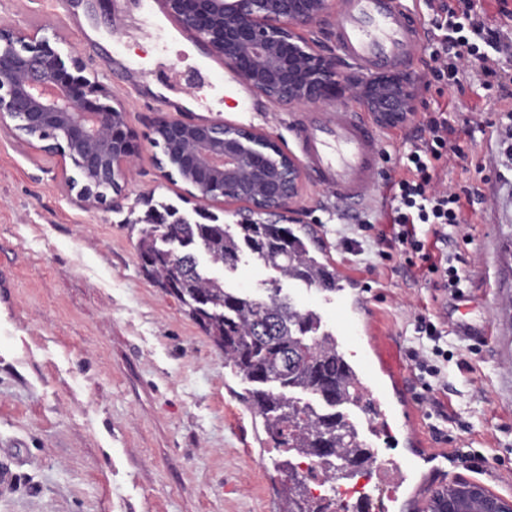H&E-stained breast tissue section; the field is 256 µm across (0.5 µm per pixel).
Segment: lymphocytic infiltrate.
<instances>
[{"label":"lymphocytic infiltrate","instance_id":"lymphocytic-infiltrate-1","mask_svg":"<svg viewBox=\"0 0 512 512\" xmlns=\"http://www.w3.org/2000/svg\"><path fill=\"white\" fill-rule=\"evenodd\" d=\"M472 0H441L430 20L432 33L425 45L433 62L430 75L434 83L460 85V75L470 65H479L483 76L495 75L496 68L487 54L494 47L486 37V24L473 15ZM469 115L461 126H454L446 109L437 108L428 115L416 134L402 142L399 177L388 179L391 234H378L367 239L372 231L370 221L350 226L339 225L336 241L342 248L358 256L361 264L372 267L374 258H386L390 249H399L408 267L418 268L426 285L459 297L464 293L467 278L459 264L462 256L459 241L465 236L464 210L474 205L472 194H460L445 185L438 170L448 158L465 159L460 144L465 136L484 131V109L468 108ZM412 342L409 357L418 372L423 399L447 392L451 369H466L468 361L456 358L451 350L447 322L433 313H416L411 321Z\"/></svg>","mask_w":512,"mask_h":512}]
</instances>
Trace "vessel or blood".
Instances as JSON below:
<instances>
[{"label":"vessel or blood","instance_id":"vessel-or-blood-1","mask_svg":"<svg viewBox=\"0 0 512 512\" xmlns=\"http://www.w3.org/2000/svg\"><path fill=\"white\" fill-rule=\"evenodd\" d=\"M424 36L420 20L403 0H337L336 50L360 70L378 72L409 63ZM288 125L304 161L338 202L355 208L371 204L384 139L370 113L356 108L301 112L290 116ZM315 292L336 306L340 350L355 354L352 335L366 311L364 298H336L320 286ZM369 345L373 356L357 361L355 380L371 396L358 443L370 457L372 475L363 496L345 500L344 507L346 512H398L416 476L414 462L394 451L404 416L393 399L401 366L394 353L378 350L377 340Z\"/></svg>","mask_w":512,"mask_h":512}]
</instances>
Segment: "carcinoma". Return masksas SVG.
I'll use <instances>...</instances> for the list:
<instances>
[{"label":"carcinoma","mask_w":512,"mask_h":512,"mask_svg":"<svg viewBox=\"0 0 512 512\" xmlns=\"http://www.w3.org/2000/svg\"><path fill=\"white\" fill-rule=\"evenodd\" d=\"M205 219L183 220L172 204L147 212L137 242L143 272L180 302L224 353V364L250 385V405L276 447L314 459L332 479L343 458L364 468L366 456L339 411L360 400V392L351 364L336 350L322 319L282 294L276 279L264 298L224 286V280L201 271L196 255L201 248L211 263L233 268L248 251L283 279L334 287L336 269L316 245L314 231L248 217L235 224H221L215 215ZM171 229L184 246L179 254L167 247ZM321 443L336 454L316 456L314 448ZM283 474L293 477L282 483L286 512H329L310 494L293 462L285 464Z\"/></svg>","instance_id":"carcinoma-1"}]
</instances>
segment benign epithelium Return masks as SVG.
Returning <instances> with one entry per match:
<instances>
[{
	"label": "benign epithelium",
	"mask_w": 512,
	"mask_h": 512,
	"mask_svg": "<svg viewBox=\"0 0 512 512\" xmlns=\"http://www.w3.org/2000/svg\"><path fill=\"white\" fill-rule=\"evenodd\" d=\"M170 15L255 93L281 105L335 106L356 98L387 126L417 112L418 92L405 71L362 76L343 70L336 54L317 49L304 32L336 7L335 0H163ZM77 57L65 63L37 32L0 27V127L24 142L58 150L78 170L86 208L98 189L136 160L125 109L85 75ZM153 134L164 163L207 202L281 220L295 213L303 168L266 132L189 123L159 113ZM430 512H512V500L483 485L452 481L435 491Z\"/></svg>",
	"instance_id": "benign-epithelium-1"
}]
</instances>
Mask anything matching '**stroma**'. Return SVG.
I'll return each instance as SVG.
<instances>
[{
	"label": "stroma",
	"instance_id": "obj_1",
	"mask_svg": "<svg viewBox=\"0 0 512 512\" xmlns=\"http://www.w3.org/2000/svg\"><path fill=\"white\" fill-rule=\"evenodd\" d=\"M52 2L0 0V25L38 31L63 59L80 58L125 108L139 157L119 190H105L87 209L77 200L79 174L59 152L0 130V467L13 475L0 486V512H281L278 467L287 453L267 442L244 400L248 383L225 367L223 353L180 303L144 275L138 234L127 222L163 202L193 222L203 209L220 222L237 221L223 205L190 198L179 175L162 166L152 132L158 112L265 131L295 157L289 109L231 72L214 73V57L164 7L147 28L139 24L140 0H127L125 16L103 6L86 19L104 47H121L145 71L134 82L89 53ZM485 23L504 47L498 87L485 90L472 66L463 88H426L432 61L418 50L409 68L418 111L385 127L379 160L382 175L399 176L404 136L437 102H447L459 122L478 97L492 95V128L467 143L466 160L451 161L445 178L486 198L465 211L464 298L413 283L390 261L365 270L336 244L337 224L355 223L356 210L337 208L312 173L296 202L297 222L317 233L339 277L368 286L376 337L400 357L399 398L411 433L399 450L417 465L403 512H427L431 493L458 479L512 499V169L502 165L500 144L501 113L512 109V13ZM275 276L247 252L224 273L227 285L256 297ZM424 309L452 326L491 330L480 354L469 356V369L453 371L452 392L428 410L415 400L405 336L409 317ZM455 447L481 451L486 470L450 464Z\"/></svg>",
	"mask_w": 512,
	"mask_h": 512
}]
</instances>
